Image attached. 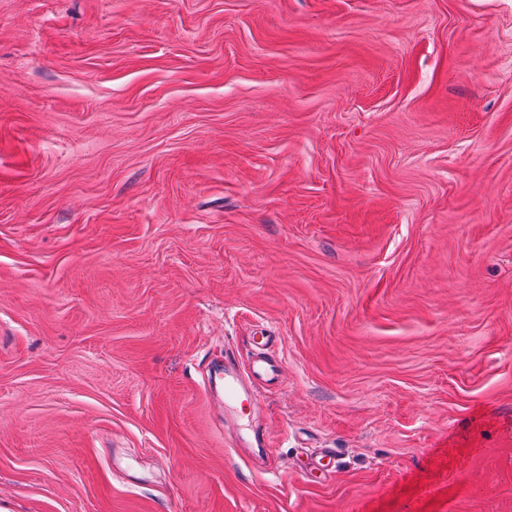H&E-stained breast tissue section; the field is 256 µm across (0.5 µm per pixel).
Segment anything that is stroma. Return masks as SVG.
<instances>
[{
    "label": "stroma",
    "mask_w": 512,
    "mask_h": 512,
    "mask_svg": "<svg viewBox=\"0 0 512 512\" xmlns=\"http://www.w3.org/2000/svg\"><path fill=\"white\" fill-rule=\"evenodd\" d=\"M0 512H512V0H0ZM278 336L268 328L256 330L249 338L251 354L241 360L231 349H224V361L214 370L209 369L204 391L214 398L216 376L223 381L224 428L226 443L243 456L256 470L269 466L272 445L261 416L259 396L263 391L276 388L283 377L282 363L276 358L274 348Z\"/></svg>",
    "instance_id": "1"
}]
</instances>
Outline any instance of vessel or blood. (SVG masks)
Returning <instances> with one entry per match:
<instances>
[{
	"mask_svg": "<svg viewBox=\"0 0 512 512\" xmlns=\"http://www.w3.org/2000/svg\"><path fill=\"white\" fill-rule=\"evenodd\" d=\"M251 353L240 359L225 350L224 359L204 387L207 396H221L224 424L229 433L226 443L257 470L269 466L272 449L261 416L259 396L276 388L283 376V366L274 354L278 338L267 328L256 330L249 338Z\"/></svg>",
	"mask_w": 512,
	"mask_h": 512,
	"instance_id": "b4317fda",
	"label": "vessel or blood"
}]
</instances>
